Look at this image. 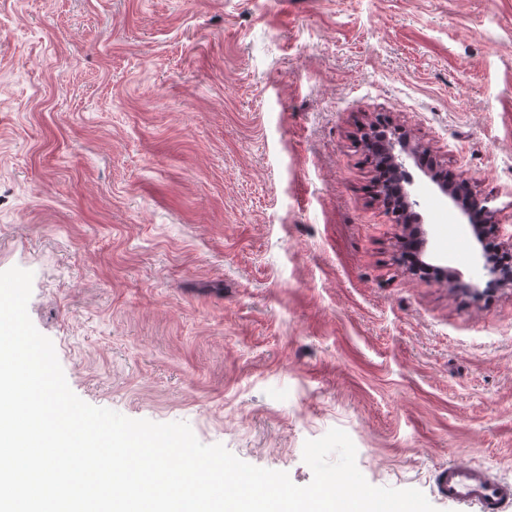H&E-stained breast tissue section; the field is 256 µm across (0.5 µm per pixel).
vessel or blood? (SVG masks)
<instances>
[{"label": "vessel or blood", "mask_w": 512, "mask_h": 512, "mask_svg": "<svg viewBox=\"0 0 512 512\" xmlns=\"http://www.w3.org/2000/svg\"><path fill=\"white\" fill-rule=\"evenodd\" d=\"M437 486L444 498L473 504L479 512H502L503 506L512 501V482L494 478L464 462L442 469Z\"/></svg>", "instance_id": "vessel-or-blood-1"}]
</instances>
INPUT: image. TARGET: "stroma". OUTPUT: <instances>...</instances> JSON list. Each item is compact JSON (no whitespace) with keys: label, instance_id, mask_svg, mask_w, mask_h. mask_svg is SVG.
Here are the masks:
<instances>
[{"label":"stroma","instance_id":"obj_1","mask_svg":"<svg viewBox=\"0 0 512 512\" xmlns=\"http://www.w3.org/2000/svg\"><path fill=\"white\" fill-rule=\"evenodd\" d=\"M512 237V0H0V271L71 390L307 485L348 433L378 487L512 481V288L401 260L358 128ZM429 263L471 227L410 167ZM423 173L435 186L437 192L442 197L446 198L448 203L457 208L463 216L470 218L475 215H480L483 222L489 223L471 224L474 239L479 245H481L486 238L499 235V224H492L496 222V215L487 205L489 203L488 198L472 195L468 204L465 207H461L458 202L457 192L453 186L448 184L446 174H442L433 169L423 170Z\"/></svg>","mask_w":512,"mask_h":512}]
</instances>
